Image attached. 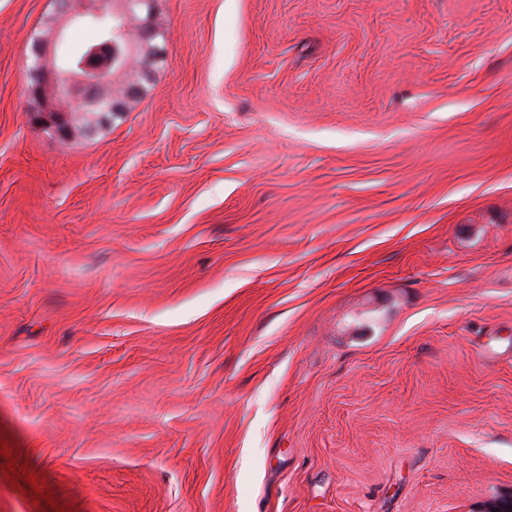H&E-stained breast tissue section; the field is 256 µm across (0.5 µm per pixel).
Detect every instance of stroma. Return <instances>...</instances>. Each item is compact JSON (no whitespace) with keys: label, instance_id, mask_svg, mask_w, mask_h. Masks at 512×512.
<instances>
[{"label":"stroma","instance_id":"stroma-1","mask_svg":"<svg viewBox=\"0 0 512 512\" xmlns=\"http://www.w3.org/2000/svg\"><path fill=\"white\" fill-rule=\"evenodd\" d=\"M61 138L0 0V512L512 493V0H156Z\"/></svg>","mask_w":512,"mask_h":512}]
</instances>
